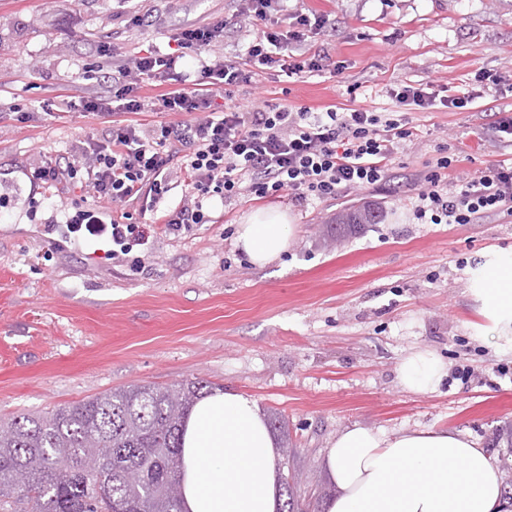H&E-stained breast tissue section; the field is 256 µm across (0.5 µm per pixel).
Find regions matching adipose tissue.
Instances as JSON below:
<instances>
[{
	"mask_svg": "<svg viewBox=\"0 0 512 512\" xmlns=\"http://www.w3.org/2000/svg\"><path fill=\"white\" fill-rule=\"evenodd\" d=\"M293 226L279 208L252 212L235 242L264 267L287 249ZM477 308L474 339L512 344V256H488L472 269ZM445 363L426 348L411 350L400 382L412 392L435 390ZM184 512H277L280 499L273 436L255 401L216 391L198 400L182 438ZM337 493L326 512H498L503 482L485 448L451 429L393 434L354 426L327 455Z\"/></svg>",
	"mask_w": 512,
	"mask_h": 512,
	"instance_id": "adipose-tissue-1",
	"label": "adipose tissue"
}]
</instances>
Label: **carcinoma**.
I'll return each instance as SVG.
<instances>
[{
  "mask_svg": "<svg viewBox=\"0 0 512 512\" xmlns=\"http://www.w3.org/2000/svg\"><path fill=\"white\" fill-rule=\"evenodd\" d=\"M371 209L330 225L341 242ZM212 387L184 380L134 385L38 417L0 423V512H181L180 437L187 412ZM24 472L29 496L15 493Z\"/></svg>",
  "mask_w": 512,
  "mask_h": 512,
  "instance_id": "1",
  "label": "carcinoma"
}]
</instances>
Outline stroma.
I'll return each instance as SVG.
<instances>
[{
  "label": "stroma",
  "instance_id": "obj_1",
  "mask_svg": "<svg viewBox=\"0 0 512 512\" xmlns=\"http://www.w3.org/2000/svg\"><path fill=\"white\" fill-rule=\"evenodd\" d=\"M292 11L328 15L329 33L307 49L323 71L275 72L231 88L228 104L329 106L392 112L390 87L404 81L468 85L476 70L512 75V0H288ZM239 0H0V171L15 202L0 208V420L51 410L134 384L200 379L254 400L288 424L292 455L282 474L300 473L301 500L323 512L336 492L327 451L344 428L386 433L453 428L475 438L512 481V351L472 339L477 321L469 272L490 248L512 253V222L424 224L409 188L437 148L458 158L449 182L511 158L512 143L490 141L512 92L484 94L466 111H414L421 132L400 149L393 181L327 203L293 205L287 251L266 268L235 245L238 224L259 202L214 201L212 223L178 236L152 234L144 248L112 259L110 243L53 225L56 207L96 208L66 189L56 206L23 205L26 171L47 157L101 137L108 125L83 112L100 92L88 64L111 68L104 45L132 56L165 47L172 30L224 20L220 54H243ZM151 13V27L132 25ZM369 207L365 224L340 243L323 232L338 214ZM415 347L448 364L436 391L402 387L399 368ZM504 374H497V367Z\"/></svg>",
  "mask_w": 512,
  "mask_h": 512
}]
</instances>
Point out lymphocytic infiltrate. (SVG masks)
Listing matches in <instances>:
<instances>
[{
  "label": "lymphocytic infiltrate",
  "mask_w": 512,
  "mask_h": 512,
  "mask_svg": "<svg viewBox=\"0 0 512 512\" xmlns=\"http://www.w3.org/2000/svg\"><path fill=\"white\" fill-rule=\"evenodd\" d=\"M243 20L264 22L261 34L247 45L244 61L215 54L224 43L223 22L178 29L174 49L140 50L133 63H112L111 71L95 70L106 91L85 100L83 109L111 119L108 133L75 153L51 157L29 175L32 194L52 197L61 187L87 190L97 198L94 210L75 212L67 230L89 228L110 235L120 254L146 245L150 233L132 220L130 207L149 216L166 234L179 235L192 225L209 223L204 200L228 202L241 195L256 199L289 197L304 203L326 202L362 189H379L391 180L395 156L419 136L407 110L467 109L486 90L498 88L505 76L477 71L474 87L439 94L423 85L397 84L390 96L399 116L354 109L339 112H292L287 107L225 106L224 89L249 81L273 68L298 75L324 68L320 53L301 47L325 34L329 19L318 13L292 12L280 19L283 0H242ZM197 58V79L181 69L186 57ZM158 88L145 100L143 85ZM164 113L150 130H141L137 114ZM175 113L169 121L167 113ZM440 146L430 169L415 179L414 215L428 224H475L490 215L512 217V161L501 160L484 171L449 183L455 163ZM181 178L188 202L169 208L162 201L173 178Z\"/></svg>",
  "instance_id": "obj_1"
}]
</instances>
